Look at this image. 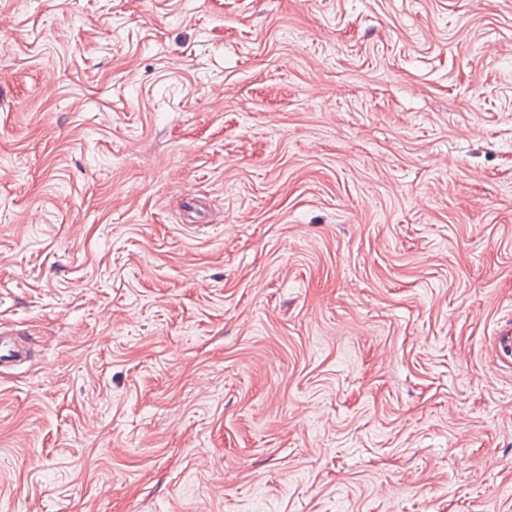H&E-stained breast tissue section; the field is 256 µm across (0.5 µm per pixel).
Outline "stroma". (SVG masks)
Instances as JSON below:
<instances>
[{
    "label": "stroma",
    "mask_w": 512,
    "mask_h": 512,
    "mask_svg": "<svg viewBox=\"0 0 512 512\" xmlns=\"http://www.w3.org/2000/svg\"><path fill=\"white\" fill-rule=\"evenodd\" d=\"M512 0H0V512H512ZM0 335V367L9 369L26 362L30 355L28 348L1 328Z\"/></svg>",
    "instance_id": "obj_1"
}]
</instances>
